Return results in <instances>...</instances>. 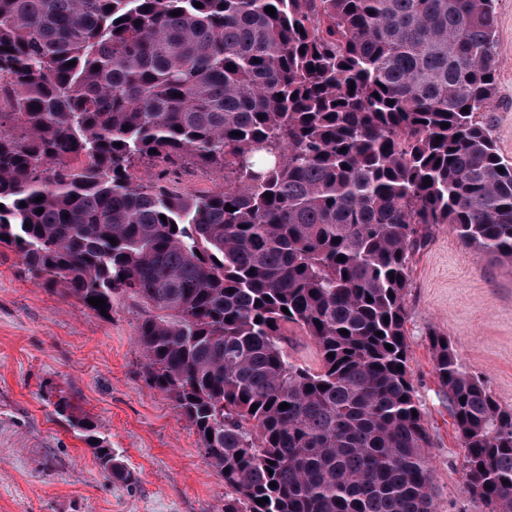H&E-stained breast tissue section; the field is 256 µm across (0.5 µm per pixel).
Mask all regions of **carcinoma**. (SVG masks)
I'll list each match as a JSON object with an SVG mask.
<instances>
[{"label":"carcinoma","instance_id":"1","mask_svg":"<svg viewBox=\"0 0 512 512\" xmlns=\"http://www.w3.org/2000/svg\"><path fill=\"white\" fill-rule=\"evenodd\" d=\"M492 2L0 0V247L97 314L138 306L147 378L233 489L224 512H435L410 259L449 224L512 263ZM142 160L224 186L145 184ZM292 323L319 371L288 360ZM429 345L465 492L512 512V409L447 336ZM76 427L133 479L90 418Z\"/></svg>","mask_w":512,"mask_h":512}]
</instances>
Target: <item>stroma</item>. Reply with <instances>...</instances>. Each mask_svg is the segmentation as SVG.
I'll return each mask as SVG.
<instances>
[{
    "label": "stroma",
    "mask_w": 512,
    "mask_h": 512,
    "mask_svg": "<svg viewBox=\"0 0 512 512\" xmlns=\"http://www.w3.org/2000/svg\"><path fill=\"white\" fill-rule=\"evenodd\" d=\"M498 59L490 132L512 161V0H494ZM180 193L204 195L218 174L138 164ZM406 307L412 379L431 436L437 512H475L465 492L461 443L437 379L427 335H447L464 370L512 407V264L481 257L452 226L434 228L411 260ZM139 310L117 298L103 318L39 284L22 259L0 249V512H224L227 489L194 428L150 386L135 341ZM68 398L135 483L114 478L56 412Z\"/></svg>",
    "instance_id": "obj_1"
}]
</instances>
